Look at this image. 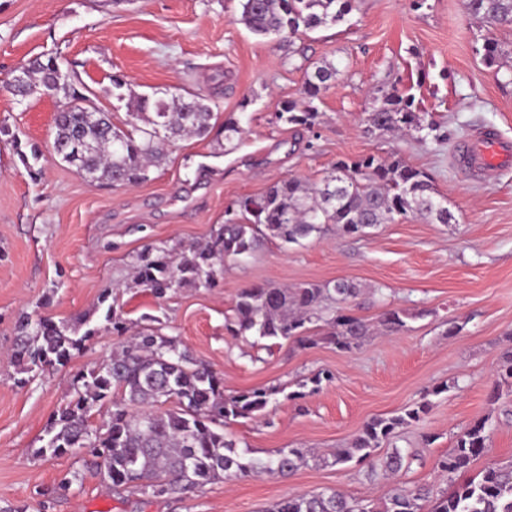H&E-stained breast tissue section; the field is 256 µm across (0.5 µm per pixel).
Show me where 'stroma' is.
<instances>
[{
    "label": "stroma",
    "instance_id": "obj_1",
    "mask_svg": "<svg viewBox=\"0 0 512 512\" xmlns=\"http://www.w3.org/2000/svg\"><path fill=\"white\" fill-rule=\"evenodd\" d=\"M239 14V0H0V126L9 129L0 135V512H265L289 494L338 490L377 503L390 488L379 468L311 465L286 479L242 476L180 499L152 497L107 487L90 449L38 455L76 374L121 341L103 320L110 306L134 328L160 322L223 377L225 395L272 390L265 410L224 425L253 456L344 448L366 422L425 401L422 419L375 452H416L403 485L451 489L435 462L479 419L491 438L468 476L512 463V389L495 386L500 358L512 350V168L478 178L455 163L480 129L512 140V84L482 50L487 35L512 46V29L479 26L465 0H426L418 10L412 0H355L346 21L288 44L250 33ZM55 54L116 125L131 110L112 95L119 75L137 94L184 86L209 95L219 118L234 117L243 133L227 144L177 141L149 181L132 187L91 180L48 155L30 177L22 157L51 141L56 100L20 102L5 84L18 66ZM324 61L340 75L316 102V124L278 120L283 101L301 99L306 69ZM392 82L436 120L437 139L367 131L376 89ZM392 154L430 176L455 223L411 216L366 237L331 225L300 245L266 240L217 268L215 287L184 286L162 299L130 283L139 253L209 240L241 197L286 177L320 180L341 159ZM338 279L361 288L347 304L352 313L372 319L403 309L413 315L407 329L351 352L289 340L269 351L230 330L244 288ZM26 315H84L95 333L67 362L23 373L12 352ZM452 321L461 327L454 335ZM319 372L330 379L317 387Z\"/></svg>",
    "mask_w": 512,
    "mask_h": 512
}]
</instances>
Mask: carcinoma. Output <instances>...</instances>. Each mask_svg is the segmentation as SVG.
I'll return each mask as SVG.
<instances>
[{
    "label": "carcinoma",
    "mask_w": 512,
    "mask_h": 512,
    "mask_svg": "<svg viewBox=\"0 0 512 512\" xmlns=\"http://www.w3.org/2000/svg\"><path fill=\"white\" fill-rule=\"evenodd\" d=\"M238 22L251 33L278 39L296 38L345 19L353 0H239ZM468 15L481 22L512 28V0H467ZM512 57L497 40L486 37L484 61L503 67ZM58 56L29 64L28 85L52 89L73 109L54 118L52 152L93 180L127 187L150 179V168L165 158L167 147L185 137H204L214 131L215 118L207 96L180 89L162 97L127 95L137 99L135 121L116 126L105 112L91 117L88 99L71 75L63 71ZM340 70L333 63L317 65L306 73L304 103H281L279 120L311 127L318 118L315 101L335 84ZM112 95L119 101L127 83L112 80ZM370 132L416 133L423 141L437 130L436 121L415 106V97L396 85L379 88L366 113ZM335 190L329 198L328 191ZM238 211L204 244L181 247L173 255L146 249L134 265L133 284L156 296L183 284L210 288L215 266L249 255L258 236L284 245L302 244L318 236L328 224L345 235L364 236L368 230L412 214L440 224L455 216L448 201L433 187L428 174L398 155L379 160L373 155L339 160L315 184L295 177L275 182L264 193L245 196ZM361 292L351 281L297 286L253 285L243 289L235 304L236 336L247 334L267 340H291L306 346L320 340L349 352L378 331L398 333L412 314L385 308L370 322L344 312L339 304ZM86 320L70 322L49 318L26 319L14 359L22 370L53 366L68 361L81 349L92 330L79 334ZM273 391L255 388L224 396L221 379L196 361L179 340L161 328L138 332L120 343L97 367L77 376L75 396L60 409L45 429L46 444L37 449L44 456H61L91 448L103 459V477L112 485L134 487L144 495L180 498L216 481L248 474L286 478L309 463L346 465L351 461L374 464L373 453L397 430L420 421L426 404L417 403L401 413L368 421L347 448L319 455L308 448H281L265 459L236 451L226 439L224 421L249 418L267 407ZM176 400V408L160 406ZM107 401L112 410L94 431L88 427L91 410ZM490 434L482 419L458 435L453 448L436 462L442 475L465 471L487 447ZM413 454L393 448L382 467L397 475L409 467ZM433 497L427 486H395L379 505L363 504L339 491L329 494L290 495L273 503L266 512H421L420 502ZM432 512H512V466H489L478 478H466L436 498Z\"/></svg>",
    "instance_id": "carcinoma-1"
}]
</instances>
